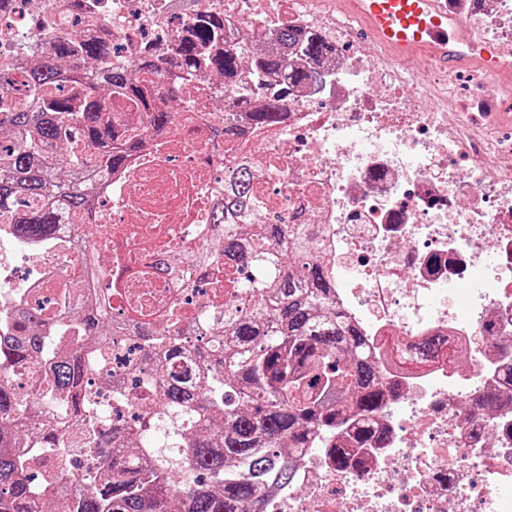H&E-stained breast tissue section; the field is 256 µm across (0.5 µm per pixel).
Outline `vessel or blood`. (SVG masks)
Returning <instances> with one entry per match:
<instances>
[{"instance_id":"obj_1","label":"vessel or blood","mask_w":512,"mask_h":512,"mask_svg":"<svg viewBox=\"0 0 512 512\" xmlns=\"http://www.w3.org/2000/svg\"><path fill=\"white\" fill-rule=\"evenodd\" d=\"M339 10L394 64L428 53L441 68L454 71L478 65L512 89V49L476 42L470 23L449 11L447 0H337Z\"/></svg>"}]
</instances>
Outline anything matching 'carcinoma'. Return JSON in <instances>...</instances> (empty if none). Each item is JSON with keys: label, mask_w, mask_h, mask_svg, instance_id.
Instances as JSON below:
<instances>
[{"label": "carcinoma", "mask_w": 512, "mask_h": 512, "mask_svg": "<svg viewBox=\"0 0 512 512\" xmlns=\"http://www.w3.org/2000/svg\"><path fill=\"white\" fill-rule=\"evenodd\" d=\"M276 41L299 54V63L276 49L251 56L250 83L238 85L247 50L224 39V17L201 14L191 33L170 56L158 58L146 46L132 61L116 59L112 36H64L27 73V92L14 96L0 81V135L12 138L0 166V225L8 224L21 243L56 239L58 224L93 223L92 201L97 179L83 167H124L153 135L166 130L175 115L176 96L168 89L174 76L208 70L238 87L236 111L224 113L216 135L226 142L244 129L279 125L288 92L317 87L311 64L331 50L325 38L290 24ZM284 73L278 93L259 101L271 73ZM149 113L147 130L124 116L105 118L112 102ZM80 136L67 133L70 122ZM263 172L251 161L224 168V195L216 197L210 223L223 229L224 252L205 251L196 260L203 269L219 256L224 264L246 263L255 277H227L233 287L252 288L255 312L224 315V341H214L191 354L185 341L158 331L141 311L123 326H112L106 305L95 294L86 299V331L108 350L116 328L135 336L145 347L144 370L153 384L132 390L150 404L152 415L131 428L112 423L109 455L81 472L83 486L67 512H262L265 484L291 486L296 481L292 452L296 448H328L341 464L350 455L336 444V431L349 430L355 447L371 441L373 417L382 409L383 380L368 360L356 335L336 316L333 285L317 256L308 224H271L254 191ZM61 197V207L47 202L21 211V199ZM257 224L244 239L239 225ZM45 323L42 311L18 312L0 335V512H49L26 458L18 448L34 437L52 467L44 482L74 476L69 458L55 449L56 433L71 416L87 408V350L74 348L51 355L47 376L59 392L47 405L50 425L33 428L25 417L37 399L12 384L15 371L39 363L46 348L34 328ZM176 423L177 459L157 455L146 443L158 422Z\"/></svg>", "instance_id": "1"}]
</instances>
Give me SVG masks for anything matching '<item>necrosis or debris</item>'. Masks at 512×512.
Listing matches in <instances>:
<instances>
[{"mask_svg":"<svg viewBox=\"0 0 512 512\" xmlns=\"http://www.w3.org/2000/svg\"><path fill=\"white\" fill-rule=\"evenodd\" d=\"M10 0L0 10V77L23 94L31 58L73 29L111 32L121 60L142 43L166 54L204 12L224 18L237 44L269 41L284 24L333 35L325 83L290 93L284 124L224 143L214 135L217 101L234 87L206 74L172 88L180 114L148 148L102 186L91 231L70 228L44 250L11 239L0 225V312L47 306L49 351L86 339L83 251L96 253L97 282L113 321L135 309L161 328L171 307L188 348L209 343L224 319V264L193 260L212 241L209 202L224 166L242 156L264 173L256 186L270 215L315 225L318 257L334 283L337 310L353 326L385 382L376 418L381 443L337 466L320 448L301 449L297 484L269 486L266 512H512V389L483 404L512 366V118L497 98L473 88L455 96L452 75L418 80L402 66L370 59L350 18L330 20L315 0ZM420 85L440 105L421 112L403 90ZM442 336L462 354L412 367V347ZM113 360L92 368V410L57 447H72L86 425L137 422L144 410L115 398L140 361L131 337L113 333ZM502 389V388H501Z\"/></svg>","mask_w":512,"mask_h":512,"instance_id":"necrosis-or-debris-1","label":"necrosis or debris"}]
</instances>
